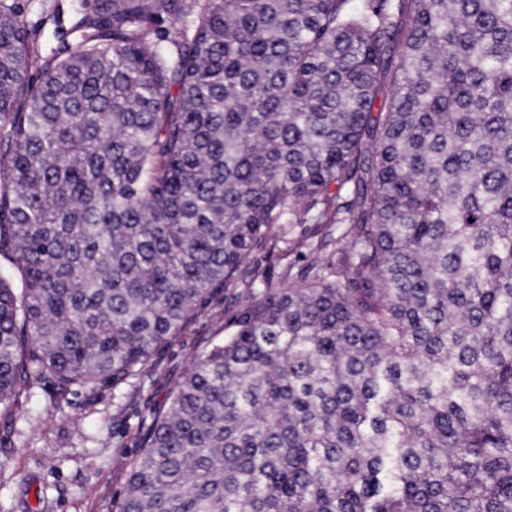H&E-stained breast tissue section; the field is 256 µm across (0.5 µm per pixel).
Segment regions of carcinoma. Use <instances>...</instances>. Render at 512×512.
Instances as JSON below:
<instances>
[{"mask_svg": "<svg viewBox=\"0 0 512 512\" xmlns=\"http://www.w3.org/2000/svg\"><path fill=\"white\" fill-rule=\"evenodd\" d=\"M26 14L0 409L120 389L242 286L117 512H512V0H71L47 54ZM302 251L307 255V259L302 257L299 259V252ZM309 259L308 250L306 247L298 248L288 256L282 257L281 253L277 250L274 257L269 261H260V274L266 276L267 282L272 288H281L291 283L300 269L306 264ZM289 265H292V272L290 277L285 276V270Z\"/></svg>", "mask_w": 512, "mask_h": 512, "instance_id": "obj_1", "label": "carcinoma"}]
</instances>
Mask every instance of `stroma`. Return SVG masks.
Masks as SVG:
<instances>
[{"label":"stroma","mask_w":512,"mask_h":512,"mask_svg":"<svg viewBox=\"0 0 512 512\" xmlns=\"http://www.w3.org/2000/svg\"><path fill=\"white\" fill-rule=\"evenodd\" d=\"M245 300L240 287L219 293L133 384L62 398L45 381L23 386L14 413H0V512H114L143 417L163 410Z\"/></svg>","instance_id":"stroma-1"}]
</instances>
